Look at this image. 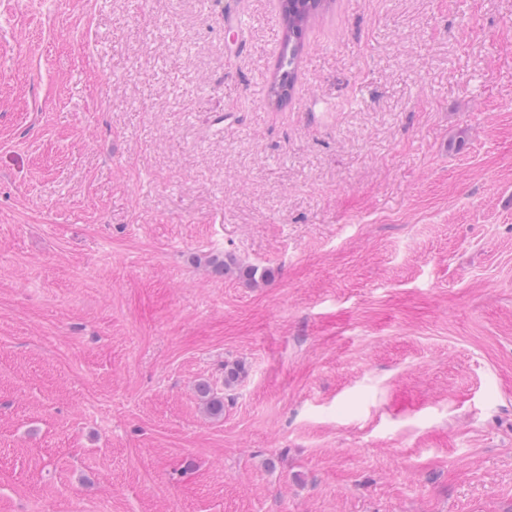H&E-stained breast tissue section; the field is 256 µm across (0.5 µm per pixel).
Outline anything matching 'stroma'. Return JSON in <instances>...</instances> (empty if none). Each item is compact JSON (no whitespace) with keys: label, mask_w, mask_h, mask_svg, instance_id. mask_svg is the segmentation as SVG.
Masks as SVG:
<instances>
[{"label":"stroma","mask_w":512,"mask_h":512,"mask_svg":"<svg viewBox=\"0 0 512 512\" xmlns=\"http://www.w3.org/2000/svg\"><path fill=\"white\" fill-rule=\"evenodd\" d=\"M227 2L0 0V512H512V0ZM285 13L288 9V37L285 39L281 57V74L288 89L295 80V65L302 47L301 38L309 21L318 13L324 0H282ZM224 32L231 37L233 46L239 47L241 45L239 37L244 36V22L231 4H228L224 9ZM207 264L209 267H211L215 272L222 273V274H228L233 272V270L237 269L239 270L240 276L242 275L245 280L249 281L250 283L256 284L259 281L266 282L267 278L269 276L268 270L264 269L258 276L257 274L259 269L256 267H246L241 268L236 259L229 254L224 255H212L209 257V260L207 261Z\"/></svg>","instance_id":"35a3bbf8"}]
</instances>
